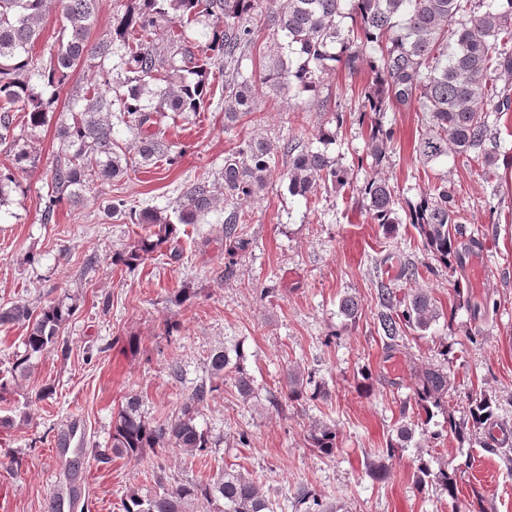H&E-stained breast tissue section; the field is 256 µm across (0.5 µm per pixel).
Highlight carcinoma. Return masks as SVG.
<instances>
[{
  "label": "carcinoma",
  "instance_id": "obj_1",
  "mask_svg": "<svg viewBox=\"0 0 512 512\" xmlns=\"http://www.w3.org/2000/svg\"><path fill=\"white\" fill-rule=\"evenodd\" d=\"M259 0H131L112 17L109 37L90 42L98 0H60L62 31L40 56L32 46L40 39L47 0H0V146L11 156V167L0 170V203L4 188L17 184L15 173L34 167L38 159L28 139L16 132V105H22L24 127L34 133L48 123L55 94L49 89L63 84L80 66L90 74L86 87L77 91L78 108L71 120L56 126L63 151L56 156L42 196V222L55 221L63 203L79 204L97 181L126 172L129 155L137 153L149 164L178 161L165 138L163 122L171 112L201 110L210 96L212 66L224 63V117L236 121L253 112L255 86L242 70L247 52L255 44V31L247 25ZM224 20L222 28H203L200 40L179 32L161 42L154 38L158 22L169 20L185 28L203 18ZM268 31L283 33L285 51L276 54L264 80L298 94H316L326 71L338 65L349 75L367 65L371 80L362 86L359 125L365 128L366 156L379 167L394 140L386 125L393 108L418 105L425 114V133L415 145L416 158L435 165L450 153H474L482 167L492 170L498 155L489 113L512 112V95L493 92L494 82H512V0H275L266 17ZM134 134L131 146L114 140L112 114ZM346 112L336 108L316 133L321 143L336 140L346 124ZM288 163L278 168L279 155L265 140H243L224 157V167L211 180L188 184L171 210L145 208L134 215L144 233L113 254L112 262L129 270L138 268L155 253L168 249L178 224H198L219 198L230 206L222 232L227 255L235 257L246 246L249 217L242 201L264 189L274 172L287 183L293 196L309 199L317 186L341 189L349 183L348 171L336 166L310 144L293 141L283 146ZM358 202L385 234L398 224H411L434 260L462 270L465 266L454 195L442 179L416 203H401L385 179L371 178L357 188ZM379 329L385 349L394 352L403 341L402 328L421 331L441 316L438 301L416 288L399 294L386 284L377 288ZM78 309L76 300L62 297L36 309L26 304L0 308V325L26 328L25 354L11 367V377L0 378L4 391L24 373L34 354L61 345V330ZM238 346L224 347L210 357L209 380L192 390L181 415L151 426L140 413V400L129 399L112 417L110 448L116 455L140 458L145 449L181 448L204 457L210 440L196 423L212 393L230 380L243 399L252 396L254 378L244 366ZM312 379L297 372L284 376L276 408L306 397L323 396L319 388L306 391ZM454 384L448 371L420 370L415 401L418 411L430 416L437 410L448 415V428L456 437L483 428L494 418L491 396L482 391L470 400V418L457 420L449 410ZM310 445L324 454L336 448V432L316 424ZM417 483L437 484L455 496V473L433 472L426 463L418 468ZM159 493L142 497L132 492L122 499L124 512H275L257 481L235 470H224L205 482L167 487L157 477ZM295 512H333L307 488H300Z\"/></svg>",
  "mask_w": 512,
  "mask_h": 512
}]
</instances>
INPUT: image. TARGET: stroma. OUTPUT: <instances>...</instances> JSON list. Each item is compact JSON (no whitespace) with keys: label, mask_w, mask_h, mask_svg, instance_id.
Wrapping results in <instances>:
<instances>
[{"label":"stroma","mask_w":512,"mask_h":512,"mask_svg":"<svg viewBox=\"0 0 512 512\" xmlns=\"http://www.w3.org/2000/svg\"><path fill=\"white\" fill-rule=\"evenodd\" d=\"M271 0H260L250 20L257 42L244 63L258 85L255 110L239 122H224V92L215 88L201 112L169 121L167 137L179 152L176 165L133 162L127 175L97 182L83 204L58 209L43 223L40 196L59 151L54 126L41 129L31 147L35 168L17 173L0 207V305L22 302L43 306L69 294L79 308L62 332L66 350L48 349L32 357L24 374L0 393V512H49L63 465L56 440L72 418L85 424L87 441L107 447L112 417L132 397L151 423L175 418L187 394L207 378L209 357L224 344H242L256 380L250 399L232 386L215 392L199 418L212 453L193 459L177 448L136 460L111 456L85 460L88 498L82 512H120L128 491H155V467L169 483L204 480L234 469L253 474L261 492L292 512L299 486L312 490L336 512H512V466L484 451L487 432L466 439L446 433L445 418L434 414L400 442L404 413L416 412V370L446 366L455 382V418L469 415L471 396L494 395L497 423L512 433V112L492 121L499 156L492 173L466 155L450 156L433 167L415 157L422 129L417 106L388 112L394 141L383 166L372 167L353 114L356 90L369 70L349 75L327 72L318 94L295 95L263 83L277 51L264 27ZM350 119L326 152L347 169L355 185L372 177L388 179L399 197L417 201L421 191L444 178L452 190L460 221L483 242L478 275L455 273L433 263L409 224L385 237L356 201L351 188L317 187L311 200L290 196L279 179L242 208L250 217V246L236 258V272L225 276L228 257L216 227L224 220L216 205L205 223L178 225L180 260L149 257L135 271L113 264L112 255L140 231L129 217L110 212L111 200L142 208L172 205L184 186L212 177L230 149L243 138L274 144L313 139L330 108ZM400 252L421 270L419 279L400 282L402 292L422 288L443 307L428 331L406 329L403 350L387 354L377 324V288L388 254ZM469 292V307H459L455 283ZM189 300L172 304L180 289ZM274 289L271 298L263 289ZM359 305L356 318L342 314V298ZM487 307L484 317L473 307ZM177 332L166 334L168 324ZM179 365L180 378L170 374ZM312 374L326 399H304L277 411L269 403L286 368ZM52 385L53 394L38 391ZM336 431V449L324 455L306 438L314 424ZM250 441L241 444L240 432ZM396 444L387 455V444ZM432 467L457 468V496L438 487H418L420 460ZM385 476L370 477L373 466Z\"/></svg>","instance_id":"35a3bbf8"}]
</instances>
